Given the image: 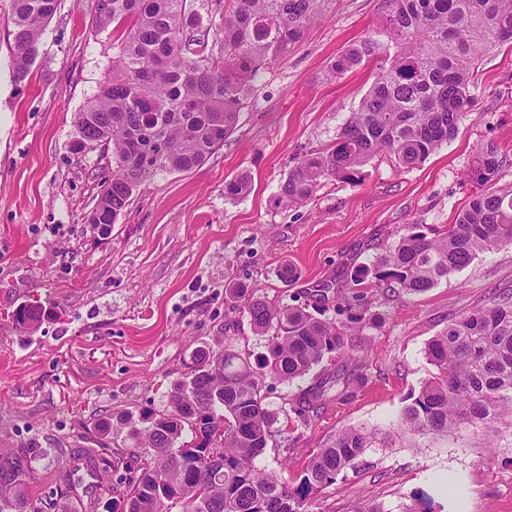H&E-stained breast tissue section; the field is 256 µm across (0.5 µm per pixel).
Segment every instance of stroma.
Masks as SVG:
<instances>
[{
  "label": "stroma",
  "instance_id": "35a3bbf8",
  "mask_svg": "<svg viewBox=\"0 0 512 512\" xmlns=\"http://www.w3.org/2000/svg\"><path fill=\"white\" fill-rule=\"evenodd\" d=\"M381 0H330L305 39L266 65L250 106L223 147L201 167L160 172L136 191L109 235L86 219L111 155L73 153V116L96 93L117 34L96 31L92 0H59L28 81L11 75L9 0H0V448L49 449L32 485L47 512H105L82 456L96 449L94 423L163 408L201 343L232 339L258 354L246 312L224 287L246 284L268 302L303 305L326 283L345 285L384 254L404 225L433 233L454 223L478 189L469 171L488 141L505 151L497 186H512V47L484 56L473 107L458 135L417 167L387 159L354 180L321 185L305 206L276 202L296 162L335 141L393 48L345 75L331 61L374 33ZM248 174L252 190L231 199L224 184ZM297 271L294 281L282 266ZM512 289V248L477 256L418 295L361 288L372 315L353 344L363 353L351 396L285 419L306 381L270 382L266 401L279 418L259 465L292 478L328 439L349 428L388 433L317 495L326 512H512V437L487 451L461 433L414 445L398 427L410 394L430 367L429 341L448 322ZM38 302L47 314L20 334L13 314ZM72 467L59 490V462Z\"/></svg>",
  "mask_w": 512,
  "mask_h": 512
}]
</instances>
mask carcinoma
Wrapping results in <instances>:
<instances>
[{"mask_svg": "<svg viewBox=\"0 0 512 512\" xmlns=\"http://www.w3.org/2000/svg\"><path fill=\"white\" fill-rule=\"evenodd\" d=\"M326 0H215L220 27L205 26L195 0H95V25L120 31L98 92L73 117L76 154L112 150V175L101 184L90 224L115 221L131 196L158 171L202 166L238 126L255 83L268 62L288 55L305 36ZM59 0H10L13 80L28 79L43 32ZM378 34L393 45L358 109L336 142L300 159L280 186L287 207L311 201L326 181H349L376 158L400 167L423 163L452 140L470 112V88L479 58L512 45V0H383ZM379 42L368 36L331 63L338 78L360 66ZM506 161L494 142L474 161L478 181H493ZM250 178L224 185L231 198L246 195ZM512 247V187L475 193L455 222L430 237L420 225L404 233L379 260L362 267L376 288L422 294L465 268L479 254ZM330 288L312 295L310 307L274 305L242 284L224 293L239 303L265 353L256 358L231 339L196 347L187 373L161 409L122 419L129 451L105 465L123 469L107 512H326L314 496L334 483L371 447L375 433L350 428L318 449L293 483L256 465L272 437L275 417L262 394L265 379L292 382L324 359L354 360L346 339L366 327L361 296L341 295L349 324L322 318ZM46 310L20 306L14 323L37 329ZM432 367L400 417V427L424 441L463 431L493 448L512 430V293L448 323L428 343ZM345 373L320 376L296 402L309 413L351 394ZM195 439L186 441V431ZM46 450L34 443L0 448V512L28 510V490Z\"/></svg>", "mask_w": 512, "mask_h": 512, "instance_id": "obj_1", "label": "carcinoma"}]
</instances>
